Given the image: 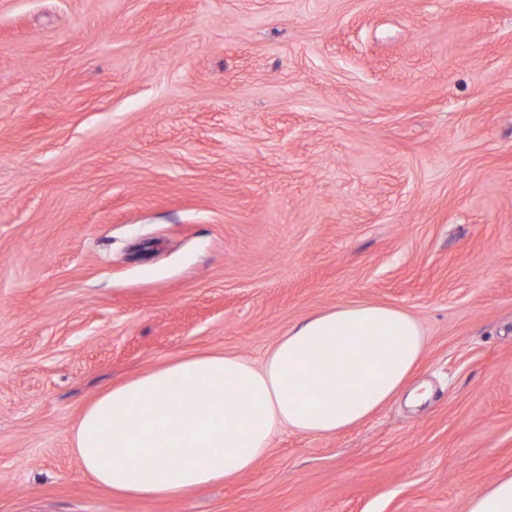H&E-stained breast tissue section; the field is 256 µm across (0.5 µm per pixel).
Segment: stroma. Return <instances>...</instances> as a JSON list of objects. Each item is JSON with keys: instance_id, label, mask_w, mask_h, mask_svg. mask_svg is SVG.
I'll return each mask as SVG.
<instances>
[{"instance_id": "stroma-1", "label": "stroma", "mask_w": 512, "mask_h": 512, "mask_svg": "<svg viewBox=\"0 0 512 512\" xmlns=\"http://www.w3.org/2000/svg\"><path fill=\"white\" fill-rule=\"evenodd\" d=\"M421 323L412 386L238 478L120 498L113 383ZM512 471V0H0V512H465Z\"/></svg>"}]
</instances>
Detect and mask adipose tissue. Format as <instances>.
I'll return each instance as SVG.
<instances>
[{"mask_svg": "<svg viewBox=\"0 0 512 512\" xmlns=\"http://www.w3.org/2000/svg\"><path fill=\"white\" fill-rule=\"evenodd\" d=\"M425 349L407 311L339 305L289 328L262 365L198 354L112 386L81 415L73 452L112 494L182 495L251 470L282 428L332 435L363 422L406 388ZM467 512H512V471Z\"/></svg>", "mask_w": 512, "mask_h": 512, "instance_id": "obj_1", "label": "adipose tissue"}]
</instances>
